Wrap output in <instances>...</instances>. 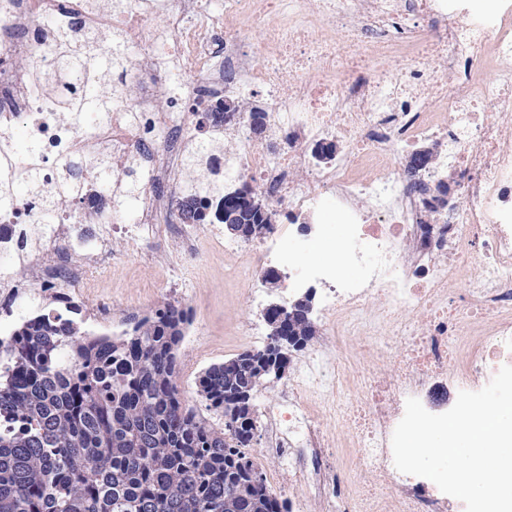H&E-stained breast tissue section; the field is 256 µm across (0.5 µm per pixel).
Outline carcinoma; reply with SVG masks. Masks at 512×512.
<instances>
[{"instance_id": "carcinoma-1", "label": "carcinoma", "mask_w": 512, "mask_h": 512, "mask_svg": "<svg viewBox=\"0 0 512 512\" xmlns=\"http://www.w3.org/2000/svg\"><path fill=\"white\" fill-rule=\"evenodd\" d=\"M108 74L106 59L63 33L54 69L39 77L79 123L86 111L110 110L112 101L100 93ZM91 161L102 192L132 214L140 189L129 180L133 171L124 173L128 181L116 193L110 157ZM83 170L81 160L69 164L43 202L42 223H53L60 200L81 193ZM39 177L37 168L19 169L0 152V208ZM241 188L251 203L233 207L224 226L251 241L282 213L257 187ZM185 203L187 223L209 220L200 192ZM310 303L309 297L298 302L282 328L301 351L317 333ZM85 312L73 299L61 307L57 298H45L0 340V512H288L267 480H251L250 471L262 464L183 402L177 353L189 309L166 303L115 337L85 329ZM270 353L267 345L212 364L198 376L197 394L224 418L256 421L254 401L242 394L254 398L274 382L253 363Z\"/></svg>"}]
</instances>
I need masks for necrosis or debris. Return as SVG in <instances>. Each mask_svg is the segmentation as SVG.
I'll return each instance as SVG.
<instances>
[{
  "label": "necrosis or debris",
  "mask_w": 512,
  "mask_h": 512,
  "mask_svg": "<svg viewBox=\"0 0 512 512\" xmlns=\"http://www.w3.org/2000/svg\"><path fill=\"white\" fill-rule=\"evenodd\" d=\"M54 21L75 39L118 36L126 95L108 117L71 124L36 80L54 64ZM258 97L282 149L252 139L247 113L215 128L194 110ZM509 98L512 0H127L110 13L0 0V144L23 138L48 183L98 150L119 172L137 162L144 181L130 215L109 211L91 172L55 223L32 197L0 210V332L19 294L93 284L116 233L134 251L152 236L188 258L223 253L256 308L264 271L284 267V299H315L323 333L268 410L262 457L281 460L319 512H465L395 468L391 437L407 398L443 413L512 365V113L496 109ZM202 135L232 147L218 162L225 191L249 181L275 196L288 216L277 237L225 240L220 212L181 221L182 158ZM330 142L339 151L318 160L314 146ZM426 150L430 163L408 172ZM448 181L456 198L439 202ZM349 338L367 362L355 372L335 359ZM339 448L356 451L354 481Z\"/></svg>",
  "instance_id": "1"
}]
</instances>
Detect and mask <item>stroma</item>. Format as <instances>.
I'll use <instances>...</instances> for the list:
<instances>
[{
	"label": "stroma",
	"mask_w": 512,
	"mask_h": 512,
	"mask_svg": "<svg viewBox=\"0 0 512 512\" xmlns=\"http://www.w3.org/2000/svg\"><path fill=\"white\" fill-rule=\"evenodd\" d=\"M113 249L119 253V260L107 266L94 287L82 289L77 301L89 308L108 301L136 309L143 316L168 302L190 309L192 319L180 347L177 384L188 407L210 423L221 424L220 415L209 410L198 396L195 381L197 374L210 365L250 347L248 337L238 327L250 306L244 288L230 274L229 263L223 255L208 251L183 260L186 285L169 294L160 291L159 274L154 268L122 257L121 243H114Z\"/></svg>",
	"instance_id": "obj_1"
}]
</instances>
